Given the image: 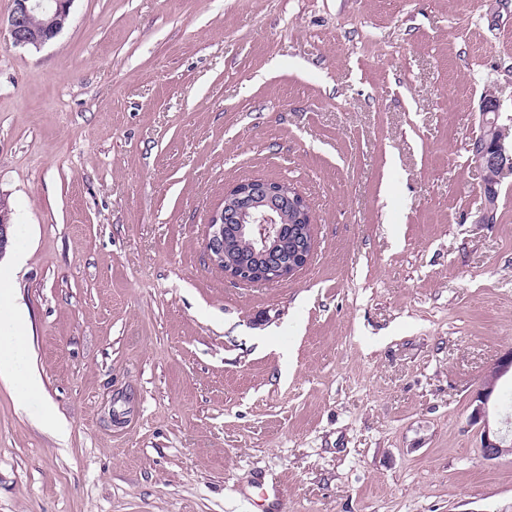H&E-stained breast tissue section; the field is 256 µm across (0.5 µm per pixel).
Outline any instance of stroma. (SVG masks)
Listing matches in <instances>:
<instances>
[{"label":"stroma","instance_id":"35a3bbf8","mask_svg":"<svg viewBox=\"0 0 512 512\" xmlns=\"http://www.w3.org/2000/svg\"><path fill=\"white\" fill-rule=\"evenodd\" d=\"M489 89L512 126V0H73L40 50L0 32V278L44 383L0 381V512H512L469 420L512 349ZM251 178L314 216L277 284L204 249ZM500 99L485 98L480 106L481 133L472 141L469 148L470 156L473 154L475 164L484 175L483 194L485 203L484 220L491 221L494 206L498 198L496 181L503 175L512 172V140L510 149L506 144L509 132L506 127L498 124ZM493 118H489V115ZM471 149V150H470ZM472 151V152H471Z\"/></svg>","mask_w":512,"mask_h":512}]
</instances>
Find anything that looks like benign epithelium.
Masks as SVG:
<instances>
[{
    "label": "benign epithelium",
    "instance_id": "benign-epithelium-1",
    "mask_svg": "<svg viewBox=\"0 0 512 512\" xmlns=\"http://www.w3.org/2000/svg\"><path fill=\"white\" fill-rule=\"evenodd\" d=\"M14 7L7 19L8 43L15 48L39 49L54 39L70 19L73 0H13ZM37 12L49 15L41 30L28 24V18ZM500 100L484 99L481 102V133L471 143L475 164L484 175L483 194L487 200L484 220L489 222L498 198L496 181L512 172V148L508 147V129L498 124ZM270 200L287 202L293 221L311 224L313 218L300 193L291 185L262 178L235 184L224 191V204L215 209L206 225V255L214 267L224 276L240 284H274L300 271L309 261L313 241L297 232L293 246L279 251L280 211L264 209ZM248 225L252 246H258L275 256L267 265H254L235 256L224 244V225ZM495 382L485 379L473 398L475 407L470 415L471 423L482 424L480 437L481 456L493 461L505 454H512V441L508 433L490 429L487 420L489 399Z\"/></svg>",
    "mask_w": 512,
    "mask_h": 512
}]
</instances>
